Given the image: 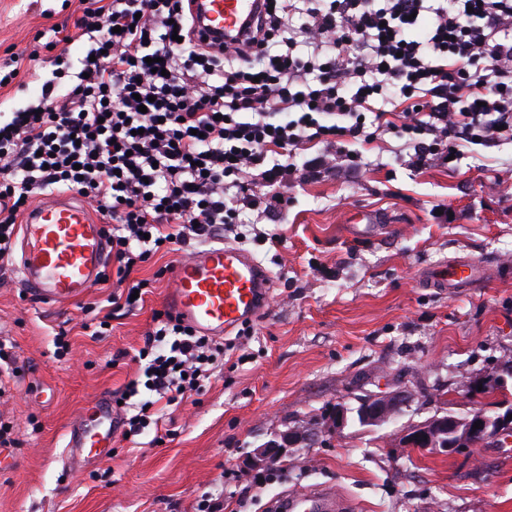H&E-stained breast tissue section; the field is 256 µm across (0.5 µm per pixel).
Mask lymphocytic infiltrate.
I'll use <instances>...</instances> for the list:
<instances>
[{
    "label": "lymphocytic infiltrate",
    "mask_w": 512,
    "mask_h": 512,
    "mask_svg": "<svg viewBox=\"0 0 512 512\" xmlns=\"http://www.w3.org/2000/svg\"><path fill=\"white\" fill-rule=\"evenodd\" d=\"M265 2L245 42L213 50L193 36L191 0H80L79 60L41 31V49L11 55L0 89L41 51L52 71L0 121L1 271L28 201L74 193L107 222L120 311L149 288L135 273L163 245L223 236L242 206L282 214L292 179L328 168L338 143L388 131L422 169L512 141V0ZM282 42L311 53L272 52ZM313 142L322 153L296 164ZM154 320L141 373L115 395L132 437L154 424V398L178 403L223 364L212 338L165 310Z\"/></svg>",
    "instance_id": "obj_1"
}]
</instances>
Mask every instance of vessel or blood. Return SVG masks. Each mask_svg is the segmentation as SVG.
I'll return each instance as SVG.
<instances>
[{
  "label": "vessel or blood",
  "mask_w": 512,
  "mask_h": 512,
  "mask_svg": "<svg viewBox=\"0 0 512 512\" xmlns=\"http://www.w3.org/2000/svg\"><path fill=\"white\" fill-rule=\"evenodd\" d=\"M261 0H196L201 18L198 37L232 38L256 15ZM18 271L23 288L34 300L61 304L84 296L107 258L104 225L77 196L54 193L43 197L22 224ZM483 268L469 257L439 267L429 280L433 288H459L480 280ZM271 276L245 250L210 245L176 262L166 296L170 312L204 335L221 338L262 318L268 311ZM93 419L76 417L69 425L65 458L85 466L106 456L122 430L112 411V398L102 395ZM272 512H337L335 496L308 492L282 496Z\"/></svg>",
  "instance_id": "1"
}]
</instances>
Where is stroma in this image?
Wrapping results in <instances>:
<instances>
[{
    "label": "stroma",
    "instance_id": "obj_1",
    "mask_svg": "<svg viewBox=\"0 0 512 512\" xmlns=\"http://www.w3.org/2000/svg\"><path fill=\"white\" fill-rule=\"evenodd\" d=\"M79 14L62 0H0V63L8 48L32 47L37 31ZM352 149L357 168L340 153L335 169L290 186L283 221L248 210L225 232L273 279L251 339L180 405L158 402L157 428L117 439L109 458L81 470L64 461L69 423L138 375L135 355L172 286L153 274L200 244L145 263L143 303L95 337L81 325L101 316L111 285L58 306L29 299L15 268L0 274V337L12 342L17 371L0 396L15 439L0 452V512H198L208 497L223 498L224 512H267L274 496L310 489L334 491L345 512H512V446L448 454L401 441L436 414L512 404V141L471 146L450 170L410 167L388 132ZM438 205L452 219H433ZM360 207L391 232L352 237ZM466 255L484 262L485 280L454 294L424 285L429 268ZM63 329L72 351L61 361L53 340ZM492 376L505 377L503 389L466 396L467 384ZM384 382L413 391L395 420L363 426L351 415L341 431L325 426L335 405L353 412ZM421 386L447 396L423 398ZM307 429L316 441L253 466L256 448ZM159 430L170 437L158 447Z\"/></svg>",
    "mask_w": 512,
    "mask_h": 512
}]
</instances>
